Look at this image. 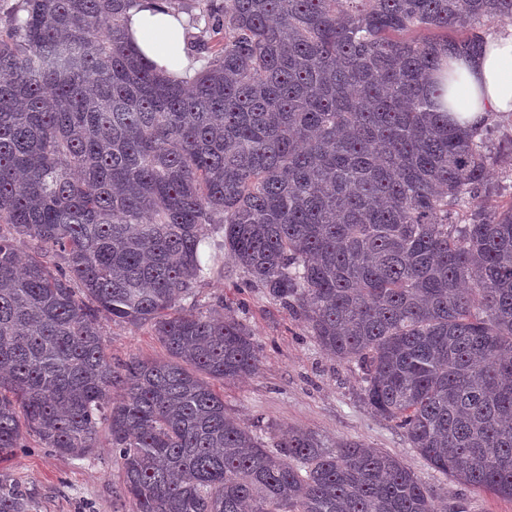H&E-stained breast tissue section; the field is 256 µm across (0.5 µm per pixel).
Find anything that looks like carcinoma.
Listing matches in <instances>:
<instances>
[{"mask_svg": "<svg viewBox=\"0 0 512 512\" xmlns=\"http://www.w3.org/2000/svg\"><path fill=\"white\" fill-rule=\"evenodd\" d=\"M137 2L0 17V460L28 436L86 455L104 423L137 512H435L387 452L268 448L225 411L258 344L180 306L218 227L429 466L512 500V144L449 124L426 81L512 0H205L224 47L189 84L130 46ZM104 317L166 358L112 365ZM31 508L0 479V512Z\"/></svg>", "mask_w": 512, "mask_h": 512, "instance_id": "obj_1", "label": "carcinoma"}]
</instances>
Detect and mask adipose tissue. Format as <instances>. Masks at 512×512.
I'll return each instance as SVG.
<instances>
[{
    "label": "adipose tissue",
    "instance_id": "obj_1",
    "mask_svg": "<svg viewBox=\"0 0 512 512\" xmlns=\"http://www.w3.org/2000/svg\"><path fill=\"white\" fill-rule=\"evenodd\" d=\"M127 29L133 45L158 71L187 78L190 62L181 17L161 8L157 0H139L128 13ZM431 79L443 84L438 107L452 125L474 128L492 115L511 113L512 34L487 38L477 57L449 58Z\"/></svg>",
    "mask_w": 512,
    "mask_h": 512
}]
</instances>
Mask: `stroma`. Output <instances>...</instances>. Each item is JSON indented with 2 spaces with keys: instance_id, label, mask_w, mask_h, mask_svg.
I'll list each match as a JSON object with an SVG mask.
<instances>
[{
  "instance_id": "stroma-1",
  "label": "stroma",
  "mask_w": 512,
  "mask_h": 512,
  "mask_svg": "<svg viewBox=\"0 0 512 512\" xmlns=\"http://www.w3.org/2000/svg\"><path fill=\"white\" fill-rule=\"evenodd\" d=\"M176 12L188 21L189 57L195 64H205L209 54L222 47L223 31L199 22L198 0H180ZM222 241V230H211L201 251L203 264L213 274L197 285L195 300H183L182 305H224L252 330L261 350L257 373L225 386L227 413L244 421H262L271 430V443L277 434L298 429L328 443L358 440L397 456L433 490L438 512H451L458 504L466 512H512V500L469 489L430 468L395 423L375 415L361 401L359 368L322 350L292 310L263 289L246 286L244 273ZM101 328L113 362L165 355L148 326L105 319ZM0 479L24 491L33 512H136L123 493L112 448L105 440L84 457H64L29 442L0 461Z\"/></svg>"
}]
</instances>
